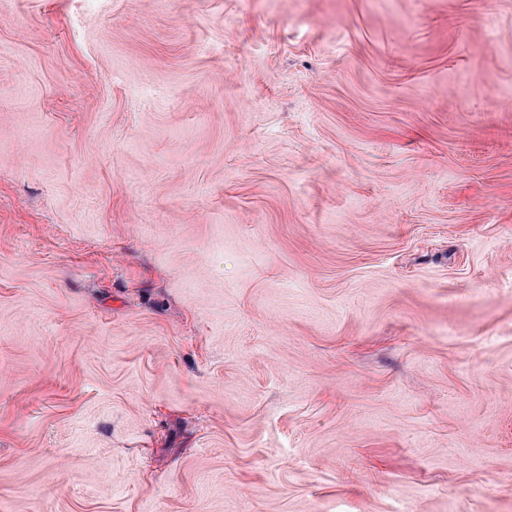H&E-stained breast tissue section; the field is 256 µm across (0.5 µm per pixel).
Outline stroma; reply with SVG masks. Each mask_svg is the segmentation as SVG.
Masks as SVG:
<instances>
[{
  "instance_id": "35a3bbf8",
  "label": "stroma",
  "mask_w": 512,
  "mask_h": 512,
  "mask_svg": "<svg viewBox=\"0 0 512 512\" xmlns=\"http://www.w3.org/2000/svg\"><path fill=\"white\" fill-rule=\"evenodd\" d=\"M0 512H512V0H0Z\"/></svg>"
}]
</instances>
